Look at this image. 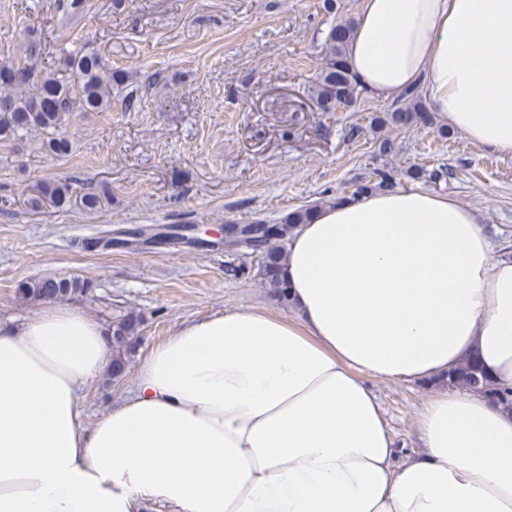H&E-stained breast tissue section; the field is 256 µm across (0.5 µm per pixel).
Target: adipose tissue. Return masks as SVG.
Returning <instances> with one entry per match:
<instances>
[{"label":"adipose tissue","instance_id":"1","mask_svg":"<svg viewBox=\"0 0 512 512\" xmlns=\"http://www.w3.org/2000/svg\"><path fill=\"white\" fill-rule=\"evenodd\" d=\"M357 87L421 88L512 157V0H361ZM294 314L244 306L181 328L93 425L107 330L75 305L0 325V512H512V409L441 386L476 361L512 388V259L475 213L420 189L317 210L288 243ZM436 384L402 459L375 380Z\"/></svg>","mask_w":512,"mask_h":512}]
</instances>
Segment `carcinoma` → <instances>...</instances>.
<instances>
[{
    "mask_svg": "<svg viewBox=\"0 0 512 512\" xmlns=\"http://www.w3.org/2000/svg\"><path fill=\"white\" fill-rule=\"evenodd\" d=\"M56 11L61 18L71 19L86 10V0H56ZM352 21L344 20L334 26L327 37L322 69L318 76L316 103L328 112L356 105L357 95L353 77L347 66V52L352 34ZM62 66L73 80L68 81L53 70H40L29 61L7 59L0 64V137H22L32 131L48 134L43 148L57 156H65L72 149L66 136L59 134L66 118L72 112H105L112 108V84L122 82L119 74L112 70L109 60L98 54L74 52L66 55ZM403 104L397 106L385 117H373L371 123L402 128L414 122L423 125L431 123L430 113L426 112L419 93L415 90L402 95ZM408 176L426 183H437L448 177V171L417 168L408 171ZM396 187L394 171L376 168L373 178L356 184L355 193L368 190H392ZM72 196L71 183L53 182L39 190L28 203L38 209L42 200L62 205ZM335 200H322L314 205L289 212L281 221L284 234L277 238H267L262 233L263 220L242 225L247 247L263 253L265 262L263 276L266 284L278 300L288 301V291L281 277V268L286 259L285 241L288 234L300 224H307L318 207L331 205ZM190 227L166 226V230L150 233L146 227H136L127 235L145 242L168 245L187 237ZM92 284L87 280L67 276H53L21 283L17 294L25 301L36 303L64 301L76 296H84L91 291ZM141 321L138 316L127 313L112 322L111 339L112 378L120 377L125 371L126 358L136 345ZM449 381L462 387L490 396L495 402L512 407V391L497 387L482 374L473 362H467L449 376Z\"/></svg>",
    "mask_w": 512,
    "mask_h": 512,
    "instance_id": "cac0c4a2",
    "label": "carcinoma"
}]
</instances>
